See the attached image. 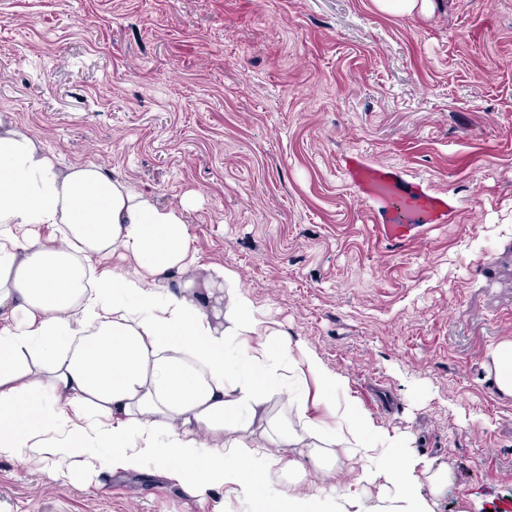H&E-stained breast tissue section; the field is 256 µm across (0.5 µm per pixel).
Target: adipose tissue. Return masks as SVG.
Here are the masks:
<instances>
[{"instance_id": "adipose-tissue-1", "label": "adipose tissue", "mask_w": 512, "mask_h": 512, "mask_svg": "<svg viewBox=\"0 0 512 512\" xmlns=\"http://www.w3.org/2000/svg\"><path fill=\"white\" fill-rule=\"evenodd\" d=\"M117 255L127 269L110 268ZM482 367L512 397V339ZM343 383L234 273L200 262L178 209L96 165L61 166L0 115V458L89 482L149 457L190 495L229 485L250 505L278 480L275 512H433L447 466L378 431L337 398ZM340 457L388 496L310 482Z\"/></svg>"}]
</instances>
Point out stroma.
Here are the masks:
<instances>
[{
    "instance_id": "obj_1",
    "label": "stroma",
    "mask_w": 512,
    "mask_h": 512,
    "mask_svg": "<svg viewBox=\"0 0 512 512\" xmlns=\"http://www.w3.org/2000/svg\"><path fill=\"white\" fill-rule=\"evenodd\" d=\"M0 113L63 163L180 208L201 263L448 467L434 512H512V0H0ZM445 199L388 214L346 158ZM145 469L53 482L0 459V512H246ZM373 3L381 13L407 16L415 12L427 14L431 0H373ZM481 364L496 391L504 397H512V339L488 347Z\"/></svg>"
}]
</instances>
